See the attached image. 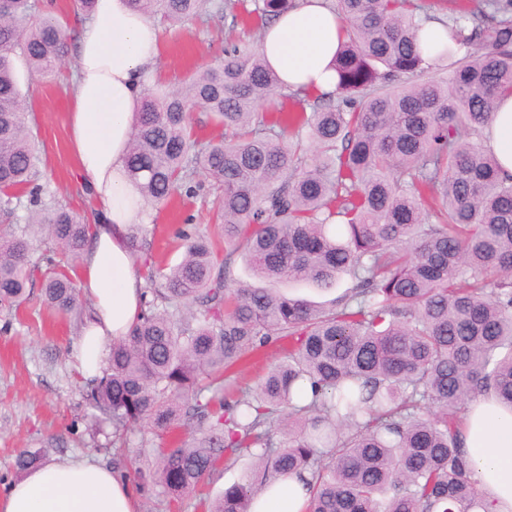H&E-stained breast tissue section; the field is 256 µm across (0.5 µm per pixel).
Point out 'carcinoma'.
I'll use <instances>...</instances> for the list:
<instances>
[{"mask_svg":"<svg viewBox=\"0 0 512 512\" xmlns=\"http://www.w3.org/2000/svg\"><path fill=\"white\" fill-rule=\"evenodd\" d=\"M209 0H131L177 25ZM296 0H258V30ZM345 39L337 92L312 112H259L284 91L251 46L176 91L146 89L127 156L143 200L161 204L200 171L222 186L213 202L224 251L191 224L184 256L146 266L139 322L112 343L87 399L112 420V447L149 424L176 436L148 448L135 472L159 486L169 510L225 461L254 460L243 482L207 512H252L280 476L307 474L304 512H488L464 455L462 417L485 396L512 412V176L474 139L512 92V0H473L448 18L452 42L432 68L421 46L423 0H338ZM67 26L50 8L9 0L0 9V217L21 193L30 223L54 246L31 262L33 241L0 229V308L19 307L34 273L55 313L77 309L70 271L92 227L46 202L39 150L25 124L13 57L42 76L69 55ZM198 107L224 134L191 133ZM316 149L312 164L303 140ZM255 283L231 278L236 254ZM351 280L329 306L290 298L265 282L301 280L321 289ZM273 342L282 356L253 386L221 394L224 377ZM27 448L16 469L44 463Z\"/></svg>","mask_w":512,"mask_h":512,"instance_id":"1","label":"carcinoma"}]
</instances>
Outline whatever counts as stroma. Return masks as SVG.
<instances>
[{"label": "stroma", "mask_w": 512, "mask_h": 512, "mask_svg": "<svg viewBox=\"0 0 512 512\" xmlns=\"http://www.w3.org/2000/svg\"><path fill=\"white\" fill-rule=\"evenodd\" d=\"M212 2L220 11L211 18L162 25V53L150 85L182 87L194 73L223 59L227 39H257L246 14L254 0ZM76 67L73 54L50 78L29 73L23 63L15 65L20 91L28 97V127L41 152L40 181L56 202L89 221L93 203L68 150L67 113ZM191 184V189H178L167 202L146 210L150 243L146 256L155 265L171 267L180 262L184 249L175 233L183 224L197 225L212 240L221 238L210 211L216 183L199 173ZM90 310L84 298L77 313L59 316L44 305L36 290L17 313L0 311V491L19 480L14 460L23 448L46 447L51 463L85 456L130 478L139 464L141 443L159 442L155 430L144 426L131 434L121 459H114L109 451L112 423L94 420L84 398L83 379L71 360Z\"/></svg>", "instance_id": "35a3bbf8"}]
</instances>
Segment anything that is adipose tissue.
Listing matches in <instances>:
<instances>
[{
	"instance_id": "ef3b65f1",
	"label": "adipose tissue",
	"mask_w": 512,
	"mask_h": 512,
	"mask_svg": "<svg viewBox=\"0 0 512 512\" xmlns=\"http://www.w3.org/2000/svg\"><path fill=\"white\" fill-rule=\"evenodd\" d=\"M342 37L331 0H299L265 28L260 51L283 88L330 94L338 81L332 60ZM160 54V28L128 0H96L79 26L68 146L94 200V219L91 246L78 269L91 313L72 356L88 379L100 375L109 343L127 335L143 310L128 232L144 212L125 160L147 76ZM484 142L504 175H512V94L499 98ZM463 449L491 512H512V414L491 401L475 403ZM307 497L303 479L282 478L260 495L255 512H304ZM0 512H141V505L122 475L71 460L29 471L0 496Z\"/></svg>"
}]
</instances>
